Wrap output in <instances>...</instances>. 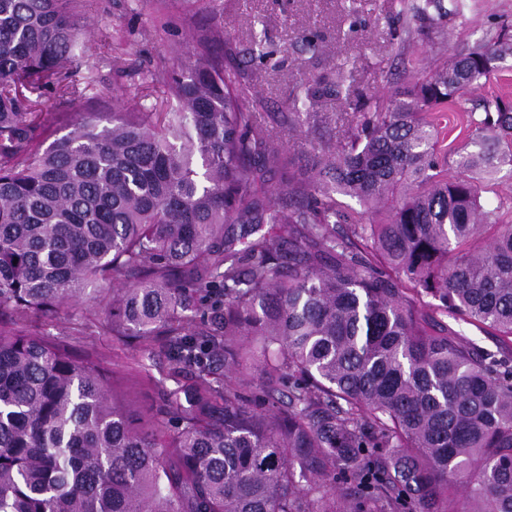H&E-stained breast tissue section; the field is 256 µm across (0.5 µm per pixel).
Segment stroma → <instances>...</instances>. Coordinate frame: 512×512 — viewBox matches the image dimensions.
<instances>
[{
  "label": "stroma",
  "mask_w": 512,
  "mask_h": 512,
  "mask_svg": "<svg viewBox=\"0 0 512 512\" xmlns=\"http://www.w3.org/2000/svg\"><path fill=\"white\" fill-rule=\"evenodd\" d=\"M214 6L230 38L224 49L225 66L244 61L252 36L265 40L271 56L252 67L255 88L266 101L265 121L274 139L302 157L317 141L342 142L345 127L340 119L343 107L333 100L326 106L331 119L319 133L292 136L281 126L279 115L287 109L296 80L312 70L306 53L295 46L299 35L314 37L325 62L346 64L353 90L378 97L404 82L403 66L420 61L426 69H435L449 53L512 27V0H473L466 16H448L440 29L428 33L421 32L418 24L400 21V0H355L354 23L346 16L343 0H214ZM158 8V0H80L81 16L94 22L87 55L99 68L96 93L102 112L111 113L117 90L137 82L141 70L179 65L170 46L184 43L188 26L176 13L165 23H156ZM118 30L125 32L128 43L117 56L111 46ZM109 310L105 302L89 312L63 308L53 317L32 319L30 326L76 351L92 352L105 367L118 372L121 399L132 415L141 417L159 407L163 390L189 383L190 375L173 374L164 354H148L114 336Z\"/></svg>",
  "instance_id": "obj_1"
}]
</instances>
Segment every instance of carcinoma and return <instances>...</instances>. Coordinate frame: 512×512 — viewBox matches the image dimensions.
Wrapping results in <instances>:
<instances>
[{
	"mask_svg": "<svg viewBox=\"0 0 512 512\" xmlns=\"http://www.w3.org/2000/svg\"><path fill=\"white\" fill-rule=\"evenodd\" d=\"M224 42L214 17L104 125L97 78L75 79V0H0V512H512V350L448 325L512 340V223L476 177L512 168V100L464 109L485 151L440 145L512 31L412 68L381 106L343 64L301 78L288 131L320 125L325 96L351 108L346 142L304 168ZM47 94L84 102L58 138ZM103 292L112 335L192 372L148 418L116 372L28 326ZM448 324L458 331L463 338L472 341L486 352L500 357L502 351H505V346L501 341L500 336H498L493 330L478 328L462 321L456 322L452 319H448Z\"/></svg>",
	"mask_w": 512,
	"mask_h": 512,
	"instance_id": "carcinoma-1",
	"label": "carcinoma"
}]
</instances>
